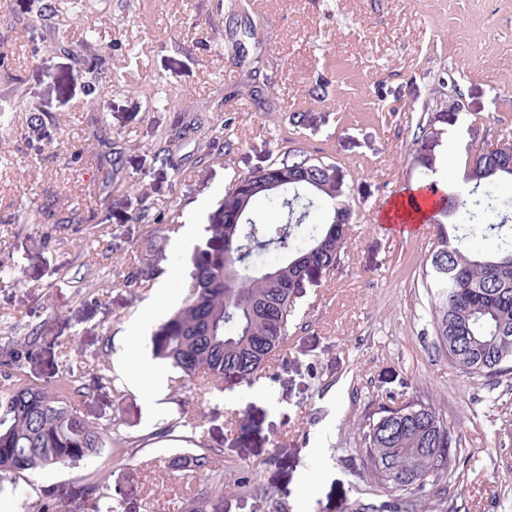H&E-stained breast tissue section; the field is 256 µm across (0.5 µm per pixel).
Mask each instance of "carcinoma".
<instances>
[{
    "label": "carcinoma",
    "mask_w": 512,
    "mask_h": 512,
    "mask_svg": "<svg viewBox=\"0 0 512 512\" xmlns=\"http://www.w3.org/2000/svg\"><path fill=\"white\" fill-rule=\"evenodd\" d=\"M32 20L54 13L52 0H33ZM436 185L437 158L418 155ZM323 161L292 149L280 154L267 178L276 190L234 180L224 191L211 241L192 273L185 302L151 336L155 357L183 378L249 381L282 350L297 315L295 284L333 267L351 210L333 184L322 181ZM466 197L450 191L433 215L438 245L426 277L434 295L438 346L470 375L496 377L512 370V238L502 234L489 188H512V161L479 156L467 165ZM37 351L34 336L0 342V367L13 384L0 392V471L17 475L55 468L112 450L115 423L91 422L77 401L89 396L74 368L50 389L19 378ZM359 456L380 496L381 509L362 502L355 512H409L411 498L444 476L460 480L468 459L434 404L418 398L398 405L373 403L360 424ZM218 448H202L172 465L206 481L184 512H205L209 494L224 488L215 468Z\"/></svg>",
    "instance_id": "carcinoma-1"
}]
</instances>
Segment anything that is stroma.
I'll use <instances>...</instances> for the list:
<instances>
[{"label": "stroma", "mask_w": 512, "mask_h": 512, "mask_svg": "<svg viewBox=\"0 0 512 512\" xmlns=\"http://www.w3.org/2000/svg\"><path fill=\"white\" fill-rule=\"evenodd\" d=\"M55 0L53 18L30 22L31 0H0V97L20 108L0 121V337L38 336L26 381L57 386L83 369L91 421L118 422L111 451L24 477L0 472V504L26 512L47 495L60 512H103L83 491L101 481L118 512H179L198 475L174 469L177 448H217L224 488L206 512H353L378 502L357 448L372 401L421 398L447 418L470 457L463 482L417 496L413 512H512V374L469 376L436 343L426 283L434 223L396 236L382 216L424 178L416 162L426 128L457 129L431 150L437 177L463 189L468 149L512 143V0ZM254 26L244 56L231 28ZM95 39H85V31ZM65 38V52L49 50ZM111 72L93 86L91 68ZM452 79L453 88L440 84ZM271 91L258 99L255 82ZM324 86L322 95L312 90ZM158 102H148V91ZM456 92L461 111L449 109ZM222 102L233 125L224 157L197 162L193 117ZM108 138L99 141L91 122ZM180 132L171 163L157 156ZM332 164L352 212L333 268L297 289L299 317L258 383L182 380L149 402L159 359L149 337L125 326L166 286V308L189 292L225 189L266 168L284 148ZM114 178L94 189L104 158ZM53 203L74 224H29L22 209ZM172 217L171 229L151 223ZM188 251L171 243L189 214ZM142 285L124 287L132 269ZM270 401L255 400L254 385ZM180 418L193 429L156 438ZM252 473L253 487L238 486ZM306 483L311 498L297 495Z\"/></svg>", "instance_id": "stroma-1"}]
</instances>
